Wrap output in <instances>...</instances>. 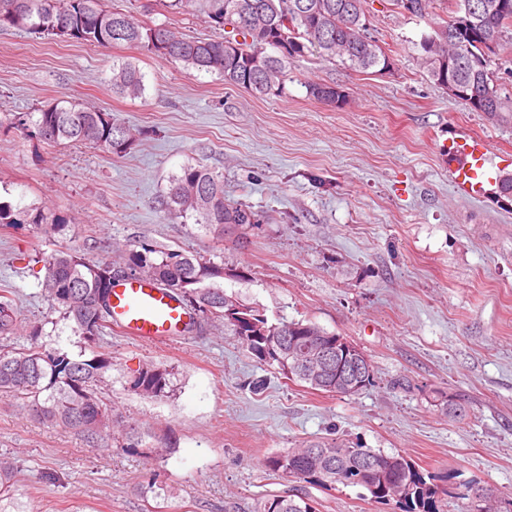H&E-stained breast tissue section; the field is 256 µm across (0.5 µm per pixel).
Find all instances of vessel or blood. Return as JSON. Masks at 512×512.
<instances>
[{
  "instance_id": "1",
  "label": "vessel or blood",
  "mask_w": 512,
  "mask_h": 512,
  "mask_svg": "<svg viewBox=\"0 0 512 512\" xmlns=\"http://www.w3.org/2000/svg\"><path fill=\"white\" fill-rule=\"evenodd\" d=\"M469 160L455 178L457 189L465 194L480 188L486 175V146L476 141L467 148ZM190 321L187 309L173 294L146 281L129 280L112 290V322L133 339L152 343L175 335Z\"/></svg>"
}]
</instances>
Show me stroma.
<instances>
[{
	"mask_svg": "<svg viewBox=\"0 0 512 512\" xmlns=\"http://www.w3.org/2000/svg\"><path fill=\"white\" fill-rule=\"evenodd\" d=\"M103 4L189 37L223 35L154 0ZM366 9L389 72L352 71L308 52L289 65L283 93L265 96L134 47L0 29V115L68 100L140 133L116 155L0 132V203L71 219L55 237L32 224L0 226V289L12 292L21 324H43L47 348L75 355L80 338L45 297L39 256L72 248L105 262L141 240L222 266L227 294L269 319L344 336L374 368L372 386L338 396L289 380L214 323L149 344L113 331L102 344L112 356L109 451L0 397V458L15 464L22 512H229L283 492L308 494L319 512H399L364 488L326 490L267 467L269 456L321 437L399 452L512 494V198L494 186L458 192L450 155L480 136L495 169L512 172V124L472 111L421 66L416 45L448 21L444 4L422 19L390 0ZM117 58L144 73L143 98L113 93ZM309 81L342 86L348 98L339 107L313 99ZM198 163L223 172L229 199L256 223L225 225L218 240L193 219L166 217L170 178ZM149 362L170 370L167 397L130 392ZM448 392L468 399L467 418L442 410L438 397ZM131 426L144 447L164 442L170 451L124 449Z\"/></svg>",
	"mask_w": 512,
	"mask_h": 512,
	"instance_id": "stroma-1",
	"label": "stroma"
}]
</instances>
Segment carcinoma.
<instances>
[{
  "label": "carcinoma",
  "instance_id": "1",
  "mask_svg": "<svg viewBox=\"0 0 512 512\" xmlns=\"http://www.w3.org/2000/svg\"><path fill=\"white\" fill-rule=\"evenodd\" d=\"M408 1L412 7L404 12L423 18L430 0H391L401 8ZM170 10L196 13L218 29L227 26L220 39L186 37L167 24L147 25L133 15L108 10L102 0H0V28H14L27 33L63 39L74 43H91L101 48L128 45L165 59L182 63L199 74H218L224 82L249 89L260 95L280 93L288 79L290 60L309 49L326 60L339 61L355 71L383 68L386 54L374 39L364 41L366 18L364 0H158ZM478 4H496L498 9L481 13V25L470 36L456 32L453 21L439 27L433 35L420 41L421 65L438 85L448 79L482 95L478 111L488 112L497 121L509 122L512 102L503 99L494 86L490 54L484 45L489 39L499 44L512 35V0H471ZM275 30L292 45L283 55L276 52L267 38ZM166 43L161 52L157 42ZM238 46L235 55L224 51V43ZM485 58L477 66L469 58ZM112 92L137 99L145 93V74L129 59L112 61ZM341 86L312 83L309 94L330 105L342 103L347 93ZM17 129L30 138L64 144L104 148L113 154L127 151L135 140L132 130L118 124L112 113L62 100L34 112L14 113L0 128ZM162 206L170 217H195L196 223L218 238L224 237L226 224H255V213L226 202L224 173L204 165H187L172 177ZM0 224H34L47 235H61L68 227L64 215L27 207L0 205ZM45 276L42 288L52 308L70 322L72 331L82 337L84 350L78 357L46 348L41 342L43 326L25 327L27 345L23 348H0V393L21 402L28 415L44 425L73 430L93 447L109 450L104 433L112 423V405L102 396L104 374L112 367V358L99 351L108 323L112 322V287L116 270L128 269L138 278L169 289L185 306L202 314L204 320L224 325L234 332L254 357L274 362L286 371L288 342L283 336L303 333L308 326L316 333L331 336L320 326L302 321L269 322L265 313L238 303L241 316L224 314L226 292L216 279L224 277V268L179 250H159L146 242L129 245L119 259L95 262L70 248L60 249L41 259ZM251 318L257 326L240 329ZM21 327L13 298L0 296V338L8 339ZM90 357H85V354ZM294 378L325 393L340 394L336 389L338 367H328L320 380ZM170 373L156 363H149L131 381L130 390L147 399L167 394ZM443 410L450 417L468 415V402L458 394L440 396ZM385 453L338 438L305 442L267 458V466L310 485L332 488L354 486L355 467L364 460L379 462ZM403 460L405 481L410 492L398 496L386 484L379 485L371 497L376 501L394 500L402 512H444L438 497L442 481L453 485L454 474L433 476L408 457ZM14 467L0 460V503H12ZM311 499L298 495H267L256 499L251 512H318Z\"/></svg>",
  "mask_w": 512,
  "mask_h": 512
}]
</instances>
